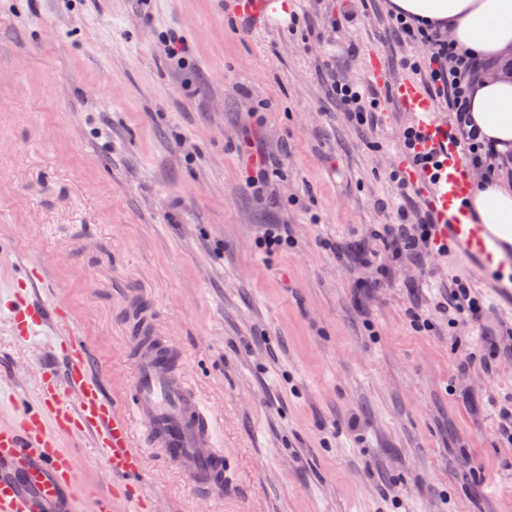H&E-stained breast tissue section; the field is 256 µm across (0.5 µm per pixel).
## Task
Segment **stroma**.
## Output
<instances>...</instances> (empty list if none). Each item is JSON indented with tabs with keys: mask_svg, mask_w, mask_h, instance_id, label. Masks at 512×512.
Masks as SVG:
<instances>
[{
	"mask_svg": "<svg viewBox=\"0 0 512 512\" xmlns=\"http://www.w3.org/2000/svg\"><path fill=\"white\" fill-rule=\"evenodd\" d=\"M351 13L338 28L329 15ZM391 0H288L255 24L225 0H0V421L63 372L48 331L23 342L10 309L63 308L104 398L125 404L136 339L160 336L216 415L227 490H196L146 454L114 512H512V288L461 254L395 257V172L411 126L387 88L356 125L329 93L370 86L371 54L405 77L419 48L391 32ZM182 36L185 68L163 39ZM278 168L245 183L246 140ZM293 248L267 251L265 225ZM480 324L441 307L453 281ZM428 328L412 323L413 313ZM69 449L78 512L113 484L92 442ZM258 239L261 247L267 250L287 249L293 243V238L288 225L268 224Z\"/></svg>",
	"mask_w": 512,
	"mask_h": 512,
	"instance_id": "1",
	"label": "stroma"
}]
</instances>
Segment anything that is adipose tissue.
<instances>
[{
	"label": "adipose tissue",
	"instance_id": "obj_1",
	"mask_svg": "<svg viewBox=\"0 0 512 512\" xmlns=\"http://www.w3.org/2000/svg\"><path fill=\"white\" fill-rule=\"evenodd\" d=\"M394 13L430 22L490 68L473 85L469 115L480 139L512 152V0H391ZM479 223L512 242V187L479 181L466 200Z\"/></svg>",
	"mask_w": 512,
	"mask_h": 512
}]
</instances>
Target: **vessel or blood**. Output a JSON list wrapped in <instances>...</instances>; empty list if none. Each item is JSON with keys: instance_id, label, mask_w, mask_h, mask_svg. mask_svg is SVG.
Returning a JSON list of instances; mask_svg holds the SVG:
<instances>
[{"instance_id": "obj_1", "label": "vessel or blood", "mask_w": 512, "mask_h": 512, "mask_svg": "<svg viewBox=\"0 0 512 512\" xmlns=\"http://www.w3.org/2000/svg\"><path fill=\"white\" fill-rule=\"evenodd\" d=\"M392 86L399 108L413 119L414 151L423 159L422 176L414 185L432 199L442 220L436 246L463 253L488 271L512 269V245L469 219L463 206L471 190L468 171L433 102L415 81ZM38 281L33 271L18 281L24 294L12 307L11 318L23 339L43 327L57 335L66 330L61 308L29 300L27 293ZM137 426L142 429L138 437L133 434ZM214 427L213 414L174 365L160 337H139L134 380L121 411L103 398L87 346L71 340L64 374L43 372L39 405L20 407L16 420L0 424V512H56L61 490L76 481L73 459L58 442L62 435L92 439L105 450L113 476L137 473L148 448L194 488L223 494L224 451L214 442Z\"/></svg>"}]
</instances>
